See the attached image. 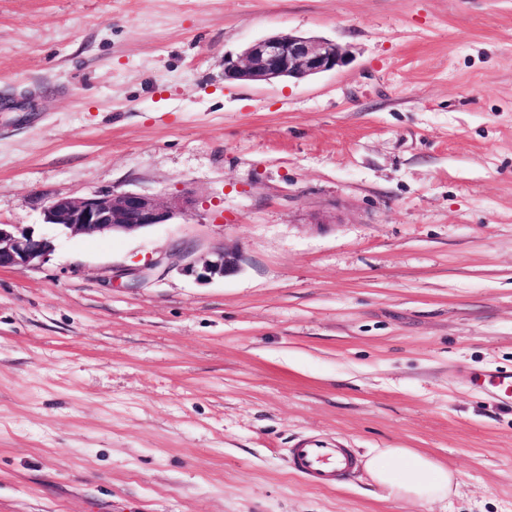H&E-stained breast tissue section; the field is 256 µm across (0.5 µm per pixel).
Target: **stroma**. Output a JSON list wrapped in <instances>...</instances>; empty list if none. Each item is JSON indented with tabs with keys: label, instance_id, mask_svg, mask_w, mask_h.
<instances>
[{
	"label": "stroma",
	"instance_id": "obj_1",
	"mask_svg": "<svg viewBox=\"0 0 512 512\" xmlns=\"http://www.w3.org/2000/svg\"><path fill=\"white\" fill-rule=\"evenodd\" d=\"M335 71L224 78L278 33ZM193 204L133 235L57 196ZM0 512H512V0H0ZM229 248L207 283L126 269ZM305 435L408 448L448 500L335 486ZM53 251L49 238L19 224H0V268L25 270L45 263Z\"/></svg>",
	"mask_w": 512,
	"mask_h": 512
}]
</instances>
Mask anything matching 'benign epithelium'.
<instances>
[{"mask_svg": "<svg viewBox=\"0 0 512 512\" xmlns=\"http://www.w3.org/2000/svg\"><path fill=\"white\" fill-rule=\"evenodd\" d=\"M345 56L333 41L294 34H279L256 41L237 58H224V79L271 82L304 79L344 65ZM192 201L176 196L165 202L142 193L96 192L85 197H56L43 210L44 223L61 227L72 236L131 234L158 224H169ZM53 242L19 224H0V268L25 270L49 260ZM176 267L199 282L223 278L237 271L233 252L196 255L185 243L172 245L153 262L129 269L138 284L157 268Z\"/></svg>", "mask_w": 512, "mask_h": 512, "instance_id": "obj_1", "label": "benign epithelium"}]
</instances>
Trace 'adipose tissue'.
<instances>
[{
  "instance_id": "obj_1",
  "label": "adipose tissue",
  "mask_w": 512,
  "mask_h": 512,
  "mask_svg": "<svg viewBox=\"0 0 512 512\" xmlns=\"http://www.w3.org/2000/svg\"><path fill=\"white\" fill-rule=\"evenodd\" d=\"M373 481L388 497L433 502L448 498L454 475L448 467L407 448H386L365 461Z\"/></svg>"
}]
</instances>
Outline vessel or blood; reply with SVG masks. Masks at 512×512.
<instances>
[{"instance_id": "obj_1", "label": "vessel or blood", "mask_w": 512, "mask_h": 512, "mask_svg": "<svg viewBox=\"0 0 512 512\" xmlns=\"http://www.w3.org/2000/svg\"><path fill=\"white\" fill-rule=\"evenodd\" d=\"M292 469L307 480L333 486L357 468L356 455L347 448L313 439L299 440L289 450Z\"/></svg>"}]
</instances>
